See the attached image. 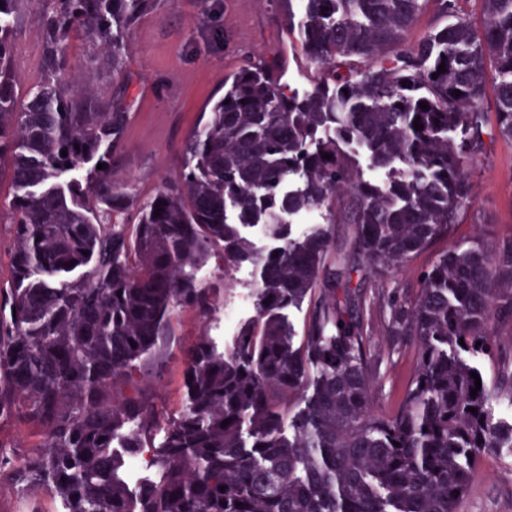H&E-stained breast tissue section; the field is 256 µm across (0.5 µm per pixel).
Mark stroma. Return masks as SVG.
Returning a JSON list of instances; mask_svg holds the SVG:
<instances>
[{"label":"stroma","mask_w":512,"mask_h":512,"mask_svg":"<svg viewBox=\"0 0 512 512\" xmlns=\"http://www.w3.org/2000/svg\"><path fill=\"white\" fill-rule=\"evenodd\" d=\"M42 0H24L15 26L13 79L17 103H24L38 82L45 42L35 17ZM298 0H151L148 9L125 35L126 76L110 69L89 70V46L70 38L66 51L74 69L73 92L93 83L103 96L126 97L131 120L122 138L114 179L121 191L143 202L176 179L182 169L186 138L205 123L214 101L224 94V82L240 68H264L286 93L307 95L320 82L319 68L300 44ZM472 203L468 217L452 225L445 239L435 242L398 268L379 273L363 268L353 273L349 287L355 297L367 350L376 359L373 405L380 415L399 407L417 363L416 346L395 335L389 321L393 307L407 304L420 279L452 244L475 241L481 222H490L498 240L512 239V143L497 139L471 168ZM15 189L9 176L0 177V281L10 278L13 248L12 202ZM207 268L209 287L219 302L231 303L252 293L259 270L245 262L225 270L221 254ZM175 336L164 361L145 381L160 424L152 433L160 445L169 418L186 400L184 370L187 352L199 336L215 348L224 346V313L215 311L200 321L188 309L176 311ZM476 480L458 505V512H512V455L481 456Z\"/></svg>","instance_id":"stroma-1"}]
</instances>
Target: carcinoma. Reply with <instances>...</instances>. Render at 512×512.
<instances>
[{
  "instance_id": "1",
  "label": "carcinoma",
  "mask_w": 512,
  "mask_h": 512,
  "mask_svg": "<svg viewBox=\"0 0 512 512\" xmlns=\"http://www.w3.org/2000/svg\"><path fill=\"white\" fill-rule=\"evenodd\" d=\"M21 2L0 0V160L11 158L17 189L11 278L0 287V422L25 420L41 441L20 458L0 438V469L10 467L31 512H42L40 492L66 512H456L476 460L512 448V425L493 416L512 403V374L471 396V373L482 375L472 360L495 351L493 324L512 317V242L488 229L424 273L395 316V335L415 337L417 366L388 416L374 412L362 327L336 286L446 236L470 202L485 138L512 140V0H476L479 27L469 0H302L301 42L321 86L289 95L242 67L187 139L179 179L137 205L134 224V200L112 178L129 104L91 84L70 95L66 41L83 30L89 66L120 75L124 33L150 0H43V77L19 111ZM430 8L444 24L411 38ZM351 141L393 173L389 185L363 178L344 151ZM294 172L302 188L289 194ZM321 207L329 223L355 225L350 252L336 251L327 227L294 239L278 219ZM240 224L262 225L278 255L256 252ZM217 252L226 271L259 266L256 316L227 353L199 337L187 404L153 448L142 382L176 310H216L198 270ZM76 269L78 279H60ZM306 299L313 314L297 346L280 313ZM119 438L155 468L135 492L118 474Z\"/></svg>"
}]
</instances>
